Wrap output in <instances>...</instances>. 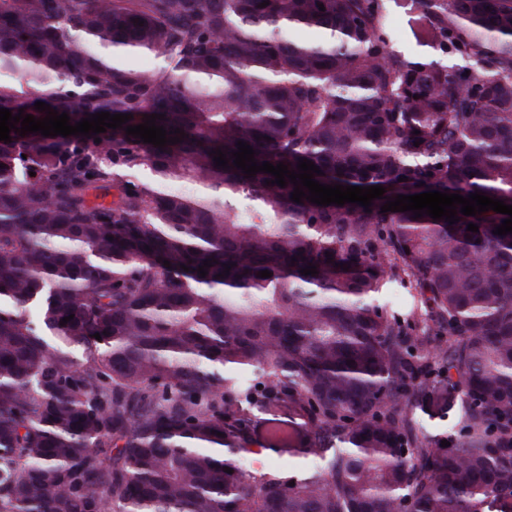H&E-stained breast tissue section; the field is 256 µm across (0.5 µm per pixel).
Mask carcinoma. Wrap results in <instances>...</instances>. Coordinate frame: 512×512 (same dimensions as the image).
<instances>
[{"label": "carcinoma", "instance_id": "cac0c4a2", "mask_svg": "<svg viewBox=\"0 0 512 512\" xmlns=\"http://www.w3.org/2000/svg\"><path fill=\"white\" fill-rule=\"evenodd\" d=\"M261 3L0 0V108L133 115L0 141V512H512L507 215L381 212L512 205V0ZM392 12L456 64L398 49ZM138 52L163 70L119 62ZM152 114L185 137L126 134ZM239 141L385 198L297 203ZM453 391L448 433L419 434L410 409L442 419ZM252 446L315 465L246 472Z\"/></svg>", "mask_w": 512, "mask_h": 512}]
</instances>
